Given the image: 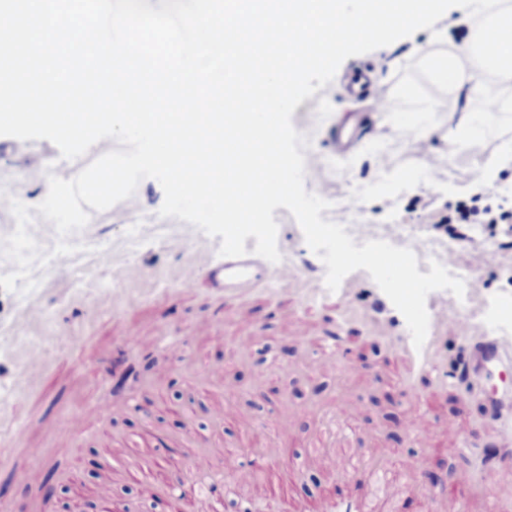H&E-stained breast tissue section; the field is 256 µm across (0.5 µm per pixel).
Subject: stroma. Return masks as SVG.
Wrapping results in <instances>:
<instances>
[{
	"mask_svg": "<svg viewBox=\"0 0 512 512\" xmlns=\"http://www.w3.org/2000/svg\"><path fill=\"white\" fill-rule=\"evenodd\" d=\"M437 31L443 42H434ZM474 33L470 14L453 7L434 29L346 59L338 76L371 72L374 97L387 105L353 154L336 156L328 130L339 114L371 111L374 97L352 101L331 83L296 107L292 124L310 141L306 155L318 158L305 188L330 202L322 219L344 225L359 245L423 243L421 273L444 261L466 284L463 297L449 296V313L468 319L475 335L512 347V230L469 224L454 238L437 225L460 200L512 211V162L497 159L502 139L458 150L450 140L476 93L437 83L427 65L446 54L464 75H478L468 58ZM8 142L0 136V192L34 207L28 231L51 256L34 267L33 292L0 290V504L9 512H99L97 491L106 482L122 512H168L170 478L192 483L187 463L202 451L217 461L209 498L224 501L223 512L239 504L325 512L339 497L372 512L371 457L387 466L386 512H421V493L432 485L444 492L432 512H456L461 498L467 512H512V435L487 406V384L458 380L469 345L452 332L435 338L434 367L420 371L404 316L369 273L354 271L330 291L322 259L286 208L274 211L277 246L297 268V282L285 292L273 283L230 299L209 288L194 264L197 252L218 255L220 237L160 217L164 192L152 178L132 197L91 211L88 225L68 238L80 252L52 256L58 235L36 210L46 184L28 171L60 165V152L45 139L22 153ZM176 239L181 247H173ZM485 247L495 250L494 265L477 261ZM105 252L107 265L99 262ZM131 265L140 267L139 280L126 279ZM373 308L383 329L367 319ZM202 321L211 330H197ZM129 332L135 345L125 341ZM165 336L184 338L186 349L165 348ZM242 340L252 351L239 352ZM34 345L45 367L30 382L23 372ZM331 345L339 357L325 355ZM302 358L308 367L299 366ZM103 404L110 415L100 422L91 413ZM340 405L354 410L353 421L337 422ZM78 412L89 415L82 432L69 427ZM285 414L293 426L283 440ZM413 422L421 432L410 430ZM260 440L269 449L262 457L253 452ZM324 445L335 449V466L315 456ZM228 451L254 470L251 483L224 469ZM34 464L42 470L36 484L24 477ZM452 468L476 474L458 496L446 491Z\"/></svg>",
	"mask_w": 512,
	"mask_h": 512,
	"instance_id": "1",
	"label": "stroma"
}]
</instances>
